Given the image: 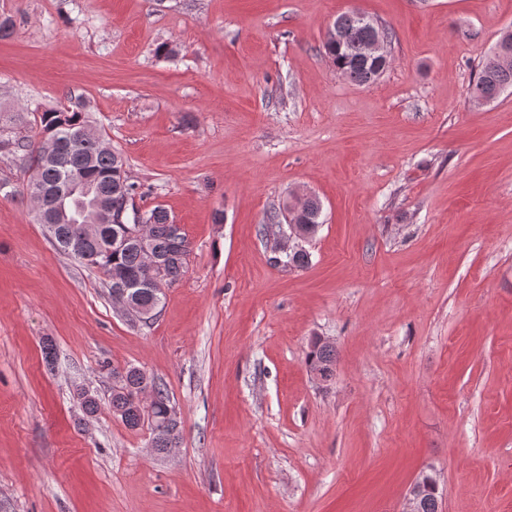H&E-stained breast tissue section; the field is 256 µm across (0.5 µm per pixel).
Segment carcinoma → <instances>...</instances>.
<instances>
[{"instance_id": "obj_1", "label": "carcinoma", "mask_w": 512, "mask_h": 512, "mask_svg": "<svg viewBox=\"0 0 512 512\" xmlns=\"http://www.w3.org/2000/svg\"><path fill=\"white\" fill-rule=\"evenodd\" d=\"M380 35L392 39L382 22L360 11H346L333 20L322 48L338 73L358 86H369L388 67L384 59L368 52L370 43ZM509 88H512V32L501 37L492 56L481 65L470 97L477 103H490ZM83 109L84 102L78 96L71 106L40 113L42 133L58 143V159L47 157L42 145L23 137H0V151L34 170L33 179L48 190L76 177L94 178L93 192L79 191L69 199L67 211L71 217H90L103 198L125 210L122 221L101 225L93 239L83 238V224L79 222L60 225L56 247L77 262L102 271L109 294L119 304L123 303V296L114 291L115 280L126 282L140 278L146 281V286L134 294L136 306L124 308L126 314L137 318V307L157 310L165 296L164 289L182 279L187 269L190 241L184 231L174 234L173 220L164 208L157 205L141 211L136 207L137 187L129 181L121 156L103 147L100 137L89 131ZM321 216L320 201L310 197L299 206L285 205L283 212L271 216V222L278 224L280 219L289 217L292 223L301 224L309 231L321 223ZM133 230L146 237L153 253L164 265V275L158 284L149 282L140 243L137 238L128 236ZM306 365L322 379L330 380L336 366L335 348L319 338L313 340L306 354ZM112 377L115 378L110 403L112 414L132 430L144 422L149 423L155 451L165 453L177 447L181 422L167 388L138 367L130 366L122 373L114 368ZM77 398L85 416L92 417L98 412L99 403L90 390L77 389Z\"/></svg>"}]
</instances>
